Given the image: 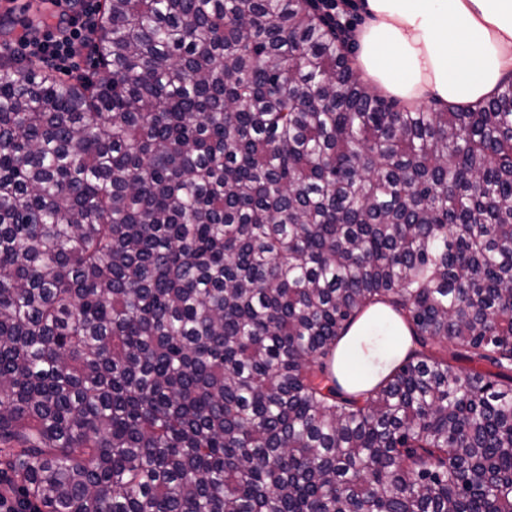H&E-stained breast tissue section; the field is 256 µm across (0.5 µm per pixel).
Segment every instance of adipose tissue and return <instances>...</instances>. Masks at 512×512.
<instances>
[{"label":"adipose tissue","instance_id":"adipose-tissue-1","mask_svg":"<svg viewBox=\"0 0 512 512\" xmlns=\"http://www.w3.org/2000/svg\"><path fill=\"white\" fill-rule=\"evenodd\" d=\"M355 62L369 87L410 106L478 103L512 75V0H364ZM412 346L403 319L368 306L339 341L333 369L350 392L370 389Z\"/></svg>","mask_w":512,"mask_h":512}]
</instances>
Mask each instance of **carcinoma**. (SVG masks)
Wrapping results in <instances>:
<instances>
[{"mask_svg":"<svg viewBox=\"0 0 512 512\" xmlns=\"http://www.w3.org/2000/svg\"><path fill=\"white\" fill-rule=\"evenodd\" d=\"M96 44L110 86L0 61V497L512 512V82L396 110L312 0H105ZM379 301L415 347L351 394Z\"/></svg>","mask_w":512,"mask_h":512,"instance_id":"obj_1","label":"carcinoma"}]
</instances>
